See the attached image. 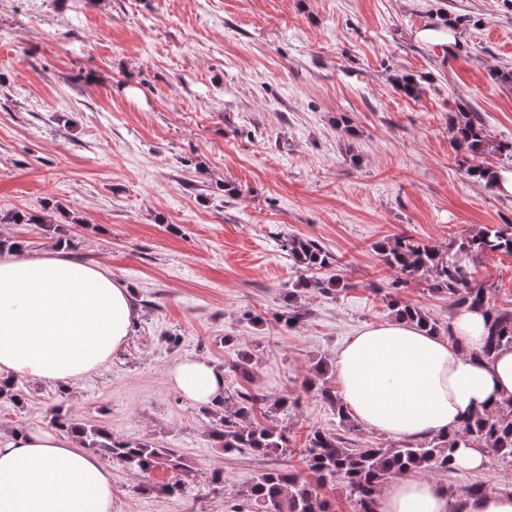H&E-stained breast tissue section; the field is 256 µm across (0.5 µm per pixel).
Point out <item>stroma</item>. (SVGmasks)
Segmentation results:
<instances>
[{"instance_id":"obj_1","label":"stroma","mask_w":512,"mask_h":512,"mask_svg":"<svg viewBox=\"0 0 512 512\" xmlns=\"http://www.w3.org/2000/svg\"><path fill=\"white\" fill-rule=\"evenodd\" d=\"M444 12L467 18L455 43L421 38ZM506 66L512 0H0V242L24 241L29 256L56 243L12 223L18 211L66 226L69 255L132 288L138 311L100 368L0 399V431L48 426L58 407L184 458L178 497L160 490L170 471L144 491L108 463L112 512H229L260 472L310 479L299 450L311 429L337 424L305 386L310 367L392 319L394 274L377 244L406 234L444 246L512 224V196L467 179L448 132L459 101L492 139L512 140V87L490 77ZM400 75L418 80L417 97L397 90ZM291 236L317 240L349 287L304 289L307 318L287 332L277 315L299 279L281 247ZM476 275L491 304L512 309L511 256L480 258ZM399 295L451 325L447 296L424 280ZM243 352L249 383L230 370ZM184 357L224 368L226 388L289 396L287 412L254 414L287 429L288 454L216 448L210 416L169 380ZM436 481L512 492V465L494 457Z\"/></svg>"}]
</instances>
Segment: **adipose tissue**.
Masks as SVG:
<instances>
[{
    "mask_svg": "<svg viewBox=\"0 0 512 512\" xmlns=\"http://www.w3.org/2000/svg\"><path fill=\"white\" fill-rule=\"evenodd\" d=\"M138 313L126 286L62 247L27 259L0 253V376L52 385L82 377L112 356ZM487 318L457 310L452 337L404 320L369 326L336 361L351 416L395 437L458 430L512 400V346L481 355ZM174 387L199 405L224 400V371L185 358L169 371ZM377 512H512V493L461 498L434 480L401 474L376 495ZM0 512H112V478L75 436L53 429L0 432Z\"/></svg>",
    "mask_w": 512,
    "mask_h": 512,
    "instance_id": "1",
    "label": "adipose tissue"
}]
</instances>
